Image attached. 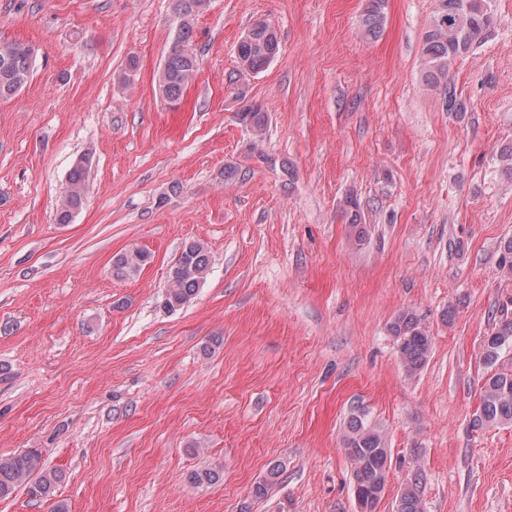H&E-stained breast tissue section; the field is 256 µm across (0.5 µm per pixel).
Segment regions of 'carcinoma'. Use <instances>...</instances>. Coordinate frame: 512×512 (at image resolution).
Returning <instances> with one entry per match:
<instances>
[{
  "mask_svg": "<svg viewBox=\"0 0 512 512\" xmlns=\"http://www.w3.org/2000/svg\"><path fill=\"white\" fill-rule=\"evenodd\" d=\"M208 0H174L173 12L179 16L177 38L168 53L160 75L164 98L179 101L197 71L196 56L188 49L195 17ZM387 0H369L360 19L364 37L377 38L386 20ZM495 23L491 0H436L421 47V70L427 86L442 96L447 112H458L461 104L449 73L456 59L480 46ZM279 50L278 37L270 33V25L256 22L247 31V38L237 44L239 66L246 72L258 73L274 59ZM31 46L21 41L0 40V98L20 91L31 75ZM240 124L249 128L253 138L261 140L269 115L260 105H249L237 113ZM86 167L78 162L68 175V187L56 211V221L68 224L85 198ZM345 223L361 242L367 235L356 198L346 197L342 208ZM149 255L131 248L112 259V274L118 279L137 275L147 264ZM211 267V256L205 244L190 240L171 266L170 283L165 305L170 310L190 303L197 295ZM390 332L397 338V352L407 376L418 375L426 366L432 352V336L421 317L404 310L390 323ZM512 346V318L499 320L483 340V362L492 368L501 352ZM512 424V371L499 370L486 377L480 391V402L473 414L475 428ZM343 447L352 462V484L355 502L360 512H376L383 497L391 465V449L384 431L370 421L361 410L351 412L343 435ZM224 477L219 466L196 470L190 480L197 486L218 483ZM59 476L45 470L42 456L29 449L10 457H0V498L9 497L19 488L38 499L54 496ZM424 473L417 468L406 476L396 504V512H424Z\"/></svg>",
  "mask_w": 512,
  "mask_h": 512,
  "instance_id": "carcinoma-1",
  "label": "carcinoma"
}]
</instances>
